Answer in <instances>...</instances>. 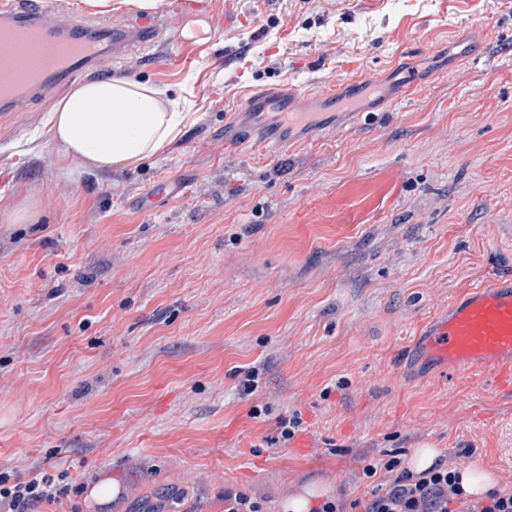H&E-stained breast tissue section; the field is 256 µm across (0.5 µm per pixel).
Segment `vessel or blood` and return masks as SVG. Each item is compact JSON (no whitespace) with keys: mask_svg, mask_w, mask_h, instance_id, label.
Instances as JSON below:
<instances>
[{"mask_svg":"<svg viewBox=\"0 0 512 512\" xmlns=\"http://www.w3.org/2000/svg\"><path fill=\"white\" fill-rule=\"evenodd\" d=\"M155 47L160 41L158 19L137 20L131 31L74 20L61 8L0 12V110L25 111L44 97L53 79L82 78L86 69L111 74L129 41ZM281 120L289 129L316 131L315 113L294 111L284 99ZM431 354L450 369L486 375L498 388H512V276L489 279L457 297L427 330Z\"/></svg>","mask_w":512,"mask_h":512,"instance_id":"vessel-or-blood-1","label":"vessel or blood"}]
</instances>
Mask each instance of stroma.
Returning <instances> with one entry per match:
<instances>
[{"label": "stroma", "mask_w": 512, "mask_h": 512, "mask_svg": "<svg viewBox=\"0 0 512 512\" xmlns=\"http://www.w3.org/2000/svg\"><path fill=\"white\" fill-rule=\"evenodd\" d=\"M203 2L209 42L174 30L117 72L188 112L160 154L64 158L46 129L69 81L0 113V469L66 475L37 512H226L228 492L278 512L313 482L369 498L365 464L429 444L512 490V392L424 355L433 317L512 270V0ZM358 75L374 92L336 136L225 147V124L276 120L244 98L291 87L314 112ZM21 206L35 220L4 221ZM104 477L122 506L87 503Z\"/></svg>", "instance_id": "1"}]
</instances>
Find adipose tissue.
<instances>
[{
  "instance_id": "1",
  "label": "adipose tissue",
  "mask_w": 512,
  "mask_h": 512,
  "mask_svg": "<svg viewBox=\"0 0 512 512\" xmlns=\"http://www.w3.org/2000/svg\"><path fill=\"white\" fill-rule=\"evenodd\" d=\"M188 118L155 85L112 78L73 87L55 104L49 123L65 156L89 169L112 171L157 155Z\"/></svg>"
}]
</instances>
